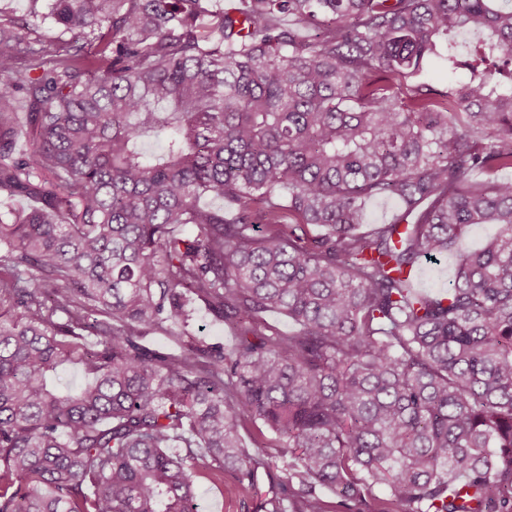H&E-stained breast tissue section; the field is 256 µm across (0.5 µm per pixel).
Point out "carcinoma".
I'll list each match as a JSON object with an SVG mask.
<instances>
[{"mask_svg":"<svg viewBox=\"0 0 512 512\" xmlns=\"http://www.w3.org/2000/svg\"><path fill=\"white\" fill-rule=\"evenodd\" d=\"M29 3L0 12V198L40 203L0 213V512H197L260 468L264 512H512V0ZM432 56L468 80L413 82ZM367 215L373 224L389 223L399 215V205L393 199H376L369 204ZM455 259L453 256L441 258L435 262L422 260L419 267L422 272L420 285L427 290L446 288L448 286L449 270L454 266ZM189 308L195 309L194 320L191 321V329L200 336H206L210 342L224 344V348L231 347L235 342V333L231 327L219 322H212L204 316V313L198 311L197 303L189 301ZM202 326L201 333L197 328ZM285 475L279 470L259 469L256 478L258 494L253 498L242 499L231 496L226 485L230 484V476L224 474V496L215 487L201 483L198 488V512H260V503L278 490Z\"/></svg>","mask_w":512,"mask_h":512,"instance_id":"cac0c4a2","label":"carcinoma"}]
</instances>
